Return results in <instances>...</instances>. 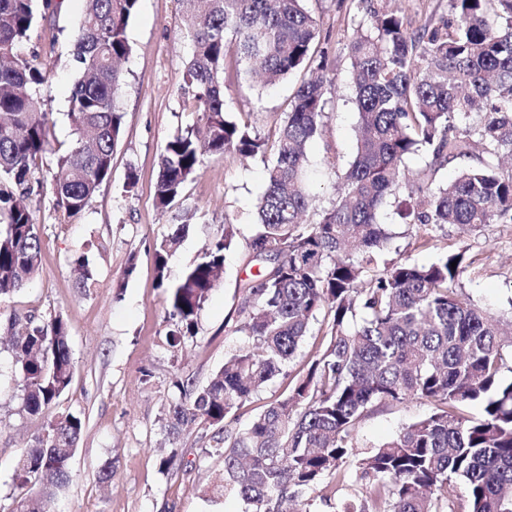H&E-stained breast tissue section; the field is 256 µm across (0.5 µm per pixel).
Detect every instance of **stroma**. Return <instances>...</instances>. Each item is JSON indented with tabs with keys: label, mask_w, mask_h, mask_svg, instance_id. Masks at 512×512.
Returning a JSON list of instances; mask_svg holds the SVG:
<instances>
[{
	"label": "stroma",
	"mask_w": 512,
	"mask_h": 512,
	"mask_svg": "<svg viewBox=\"0 0 512 512\" xmlns=\"http://www.w3.org/2000/svg\"><path fill=\"white\" fill-rule=\"evenodd\" d=\"M317 19V39L331 79L325 127L308 147L311 192L316 209L330 207L336 197L339 168L356 151L354 128L358 115L348 84V47L357 32L367 30L374 10L397 11L409 31L450 17L448 0H305ZM183 0H139L127 37L131 53L122 65L124 90L119 103L122 132L112 157V176L86 209L66 216L57 207L48 181L51 157L39 164L42 187L32 196L40 227L42 263L21 291L0 299V332L13 314L63 316L69 326L74 377L53 406V413L80 415L85 427L73 457L69 478L52 498L51 512H243L234 494L211 496L208 488L224 462L206 455L204 431L191 429L168 442L161 421L177 397L175 380L205 386L225 357L243 342L232 331L237 320L238 284L244 278L245 244L255 231L254 206L265 190L263 156L243 158L234 153L210 159L182 196L193 217L177 249L168 258L170 281H178L195 263L209 240L224 225L238 228L237 243L227 252L223 281L212 290L200 312L194 335L179 346L168 343L171 328L167 295L158 288L152 252L176 219L175 210L161 211L154 188L159 157L169 138L191 122L181 85L187 47L180 34ZM84 9L83 0H64L58 14L39 22L19 49L21 57L38 55L48 80L42 98L55 145L74 139L67 117L69 90L76 78L72 35ZM307 70L292 73L274 87H264L248 75L227 81L225 110L233 119L251 123L265 140H275L290 102ZM137 183L126 189L128 172ZM398 199L388 198L378 215L394 238L384 260L433 262L438 250L419 246L414 229L397 214ZM443 240L449 251H465L463 292L497 315L512 313V224H483L461 232L447 226ZM86 253L94 274L92 285L77 288L70 261ZM132 275H125L128 262ZM122 292H115L116 282ZM321 324H313L288 364L287 375L275 378L241 410L236 428L248 426L261 407L287 394L307 361L324 344ZM430 404L412 401L382 406L365 415L356 431L359 448L370 449L392 438L402 427L425 418ZM47 416H32L23 408L11 353L0 345V512H20L22 493L16 486L15 463L46 430ZM172 445L176 464L162 469V446ZM109 482H102L104 472Z\"/></svg>",
	"instance_id": "stroma-1"
}]
</instances>
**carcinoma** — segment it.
<instances>
[{
    "label": "carcinoma",
    "mask_w": 512,
    "mask_h": 512,
    "mask_svg": "<svg viewBox=\"0 0 512 512\" xmlns=\"http://www.w3.org/2000/svg\"><path fill=\"white\" fill-rule=\"evenodd\" d=\"M63 0H0V297L35 277L41 264L39 225L29 200L37 162L55 155L50 186L69 217L81 213L112 175L122 131L120 64L131 52L129 21L139 0H84L75 31L78 77L68 113L76 139L53 149L41 86L46 72L18 54L41 20ZM181 35L189 47L184 95L196 120L178 129L160 155L158 207L171 209L208 158L235 152L273 154L256 206L259 230L246 243L234 332L243 344L208 384L195 391L176 381L179 398L162 419L167 438L190 428L213 429L208 453L224 459L210 487L236 493L245 512H307L306 496L324 477L336 489L353 479L361 490L336 502V512H512V379L502 377L501 319L462 292L465 252L442 248L433 263H381L392 236L377 210L401 186L422 194L405 204V223L423 247L452 224H512V0H449L452 18L408 32L394 11L373 12L369 29L349 46L358 114L357 149L340 176L336 200L315 213L309 188V143L326 117L325 80L301 82L274 144L224 110L226 58L256 66L273 87L310 61L317 20L304 0H185ZM424 150L430 161L410 183L405 160ZM476 165L449 183L436 181L448 163ZM176 225L153 247L165 289L172 346L194 333L200 311L224 277L233 225L207 245L174 285L170 251L186 230ZM457 262L451 266V262ZM81 288L93 272L87 256L71 261ZM257 268L252 273L250 269ZM327 340L305 375L267 405L245 430L227 422L288 363L315 322ZM512 331V319L505 322ZM9 344L33 416L50 410L70 386L74 364L62 316H14ZM413 400L434 406L390 440L364 451L354 443L361 419L380 405ZM481 407L479 416L465 407ZM84 422L53 417L47 434L16 463L30 487L21 512H49L67 480L64 449L77 447Z\"/></svg>",
    "instance_id": "1"
}]
</instances>
